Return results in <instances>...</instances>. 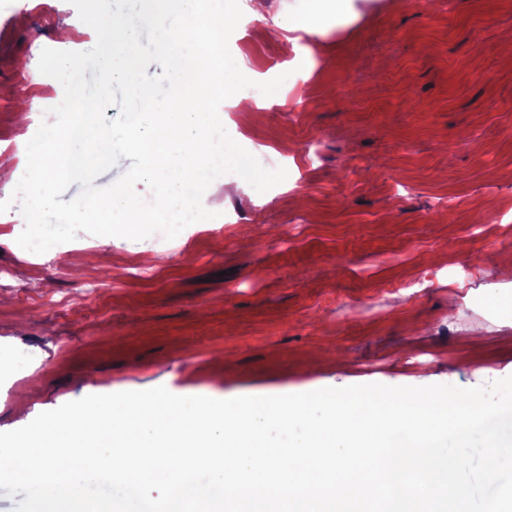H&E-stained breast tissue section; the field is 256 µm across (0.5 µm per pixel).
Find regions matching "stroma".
I'll return each mask as SVG.
<instances>
[{"mask_svg":"<svg viewBox=\"0 0 512 512\" xmlns=\"http://www.w3.org/2000/svg\"><path fill=\"white\" fill-rule=\"evenodd\" d=\"M239 0L242 72L283 76L219 117L287 170L234 173L204 207L224 233L19 247L0 213V432L90 394L158 386L228 399L356 384L475 387L512 375V0ZM69 0H0V124L34 115ZM317 20L322 35L291 23ZM312 49L302 70L299 46ZM354 84L348 98L341 82Z\"/></svg>","mask_w":512,"mask_h":512,"instance_id":"1","label":"stroma"}]
</instances>
